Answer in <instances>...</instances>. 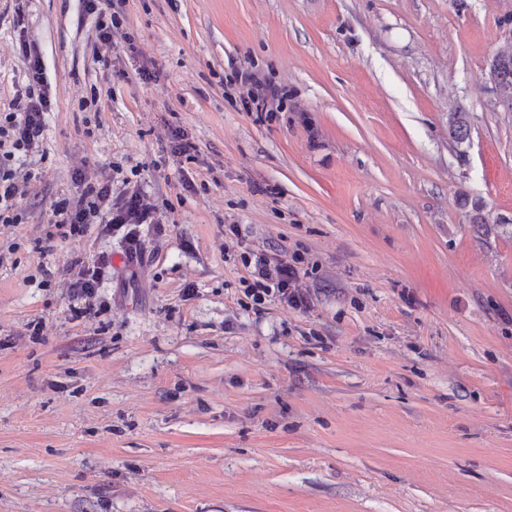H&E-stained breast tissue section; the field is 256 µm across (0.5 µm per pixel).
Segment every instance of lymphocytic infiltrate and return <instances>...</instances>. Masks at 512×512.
<instances>
[{
  "label": "lymphocytic infiltrate",
  "mask_w": 512,
  "mask_h": 512,
  "mask_svg": "<svg viewBox=\"0 0 512 512\" xmlns=\"http://www.w3.org/2000/svg\"><path fill=\"white\" fill-rule=\"evenodd\" d=\"M17 49L27 63L25 99L15 111L0 113V223L6 225L22 220L19 202L38 178L26 161L43 145L46 114L51 109L40 55L23 39ZM73 181L79 193L58 197L53 217L43 228L46 241L79 239L95 225L101 234L118 238L128 265L143 263L147 247L142 226H151L158 236L165 232L146 195L135 187L113 192L111 180L91 178L80 168L74 170ZM241 262L248 274L245 294L253 306H261L267 297L275 296L295 309L309 307L310 296L301 286L309 269L302 256L283 260L266 250H248L242 253ZM111 272V258L104 254L91 261L74 259L63 268L71 296L81 302L74 310L75 317L90 314L88 302L96 297L104 277Z\"/></svg>",
  "instance_id": "f902f5d3"
}]
</instances>
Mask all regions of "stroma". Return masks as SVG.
I'll return each mask as SVG.
<instances>
[{
  "label": "stroma",
  "instance_id": "stroma-1",
  "mask_svg": "<svg viewBox=\"0 0 512 512\" xmlns=\"http://www.w3.org/2000/svg\"><path fill=\"white\" fill-rule=\"evenodd\" d=\"M121 10L140 55L82 0H0V113L22 32L52 101L42 179L0 225V512H512V112L486 81L512 0ZM236 69L282 107L245 111ZM78 165L162 215L143 266L94 228L41 242ZM250 249L304 257L310 308L252 309ZM104 252L101 309L73 319L57 271ZM470 130V112L463 104L457 103L448 113L449 137L462 144L469 140Z\"/></svg>",
  "mask_w": 512,
  "mask_h": 512
}]
</instances>
